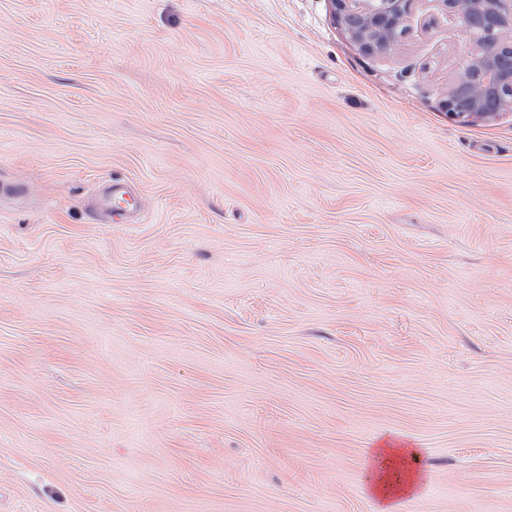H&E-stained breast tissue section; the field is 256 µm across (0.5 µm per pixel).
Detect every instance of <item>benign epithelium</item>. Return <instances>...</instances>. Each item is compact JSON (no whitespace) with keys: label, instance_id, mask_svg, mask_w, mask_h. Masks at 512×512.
Instances as JSON below:
<instances>
[{"label":"benign epithelium","instance_id":"7a95c632","mask_svg":"<svg viewBox=\"0 0 512 512\" xmlns=\"http://www.w3.org/2000/svg\"><path fill=\"white\" fill-rule=\"evenodd\" d=\"M335 22L366 56L389 52L409 33L414 0H328ZM461 21L469 49L445 107L457 124L512 111V0H438Z\"/></svg>","mask_w":512,"mask_h":512}]
</instances>
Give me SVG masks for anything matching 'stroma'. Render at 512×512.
<instances>
[{"mask_svg": "<svg viewBox=\"0 0 512 512\" xmlns=\"http://www.w3.org/2000/svg\"><path fill=\"white\" fill-rule=\"evenodd\" d=\"M439 0H0V512H512V112ZM115 177L138 221L97 222ZM415 0H328L335 22L366 56L389 52L409 33Z\"/></svg>", "mask_w": 512, "mask_h": 512, "instance_id": "1", "label": "stroma"}]
</instances>
